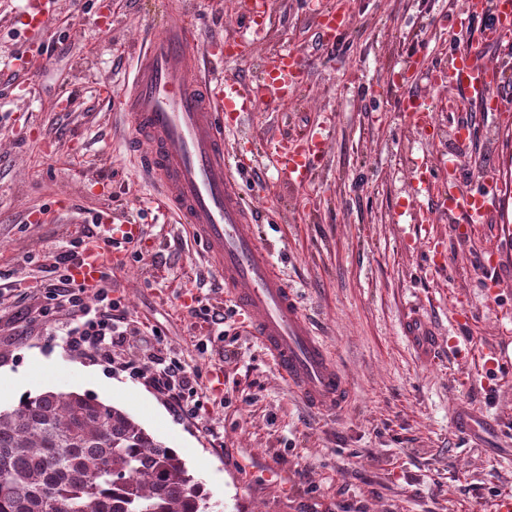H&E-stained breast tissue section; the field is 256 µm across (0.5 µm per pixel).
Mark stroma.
<instances>
[{
    "label": "stroma",
    "instance_id": "obj_1",
    "mask_svg": "<svg viewBox=\"0 0 512 512\" xmlns=\"http://www.w3.org/2000/svg\"><path fill=\"white\" fill-rule=\"evenodd\" d=\"M168 0H59L61 21L30 44L18 17L25 0H0V373L25 376L47 363L46 391L91 393L129 413L174 448L222 512H487L512 495V202L491 201L485 223L417 224L411 213L415 159L445 162L460 189L478 191L494 170L512 174V111L439 110L432 128L404 125L400 88L387 80L419 60L447 68L453 49L475 41L482 16L449 27L458 0H330L351 12L347 33L326 44L301 0H270L271 26L245 17L237 0L199 22L208 35L258 32L256 56L226 68L256 76L275 51L293 47L310 67L293 101L245 117L254 161L244 191L259 205L255 231L274 264L317 319L349 379L339 413L309 411L278 376L240 316L223 334L197 315L196 301L231 309L186 225L164 220L130 162L131 120L104 84L132 73L129 43L160 29ZM33 45L38 87L19 97L12 66ZM336 116L316 181L283 184L266 153ZM470 129L466 147L450 127ZM112 213L138 224L112 295L143 337L125 346L124 366L68 351L54 338L65 313L47 308L42 270L51 247L92 231ZM435 329L422 361L403 332L410 313ZM207 349H199V342ZM198 375L201 410L176 411L137 372L143 346ZM475 420L459 428L460 417Z\"/></svg>",
    "mask_w": 512,
    "mask_h": 512
}]
</instances>
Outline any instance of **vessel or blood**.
<instances>
[{
    "mask_svg": "<svg viewBox=\"0 0 512 512\" xmlns=\"http://www.w3.org/2000/svg\"><path fill=\"white\" fill-rule=\"evenodd\" d=\"M493 19L472 44L453 53L448 68L432 72L433 86L448 85L449 111L464 104L494 101L492 61L481 47L512 49V0H492ZM55 0H26L24 26L38 35L56 19ZM182 21L132 44L134 75L118 94L119 109L134 121L130 154L144 175L154 182L164 212L173 213L193 229L200 252L219 274L228 296L247 317L250 330L272 359L281 379L313 410L338 411L351 399L349 383L337 360L323 343L313 319L272 264L269 249L254 230L257 212L250 208L234 168L247 158L229 154L224 137L241 129L244 113L268 102L293 97L306 70L302 54L289 50L265 64V75L247 80L223 69L221 48L192 23L195 0H176ZM316 27L335 37L351 24L347 11L328 6L314 11ZM331 121L298 139L294 148L273 152L268 162L291 186L311 183L312 164L324 157ZM434 216L452 224H480L488 198L497 194V178L486 179L482 193L466 192L447 184L441 173L421 176ZM98 227L99 257L77 265V281L92 285L99 278L102 258L111 257V243H134L136 224H116L104 214ZM404 331L420 357L432 349L430 326L416 315L407 316Z\"/></svg>",
    "mask_w": 512,
    "mask_h": 512,
    "instance_id": "1",
    "label": "vessel or blood"
}]
</instances>
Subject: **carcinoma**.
Instances as JSON below:
<instances>
[{"label": "carcinoma", "mask_w": 512, "mask_h": 512, "mask_svg": "<svg viewBox=\"0 0 512 512\" xmlns=\"http://www.w3.org/2000/svg\"><path fill=\"white\" fill-rule=\"evenodd\" d=\"M209 501L174 449L108 402L47 391L0 409V512H209Z\"/></svg>", "instance_id": "cac0c4a2"}]
</instances>
